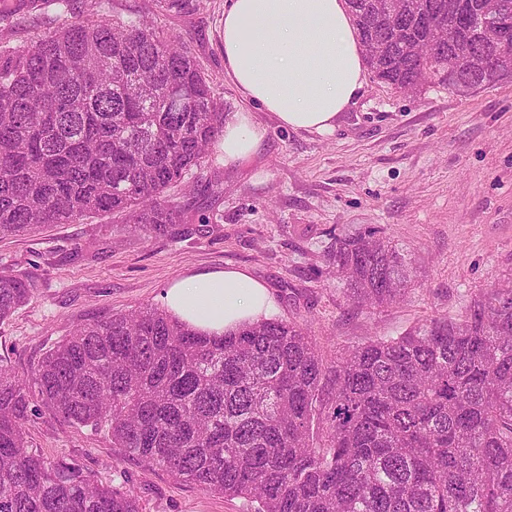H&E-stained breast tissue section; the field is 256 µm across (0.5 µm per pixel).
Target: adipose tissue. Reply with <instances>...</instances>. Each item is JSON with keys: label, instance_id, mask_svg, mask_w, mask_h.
<instances>
[{"label": "adipose tissue", "instance_id": "1", "mask_svg": "<svg viewBox=\"0 0 512 512\" xmlns=\"http://www.w3.org/2000/svg\"><path fill=\"white\" fill-rule=\"evenodd\" d=\"M364 57L344 0H227L224 69L243 96L295 130L332 132L364 79ZM266 129L252 113L224 123L217 151L241 165L259 150ZM166 311L197 332L221 336L271 318L267 287L245 271L224 269L170 284Z\"/></svg>", "mask_w": 512, "mask_h": 512}]
</instances>
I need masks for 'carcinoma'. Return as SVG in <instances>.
I'll use <instances>...</instances> for the list:
<instances>
[{
	"label": "carcinoma",
	"mask_w": 512,
	"mask_h": 512,
	"mask_svg": "<svg viewBox=\"0 0 512 512\" xmlns=\"http://www.w3.org/2000/svg\"><path fill=\"white\" fill-rule=\"evenodd\" d=\"M375 77L457 93L512 81V55L482 38L481 0H348ZM110 0L53 34L0 41V239L46 224L121 215L157 234L185 223L162 194L223 135L210 77L186 45L140 16L106 18ZM464 29L435 46L432 25ZM467 51L476 63L456 69ZM347 296L404 297V255L375 230L336 237ZM0 271V320L31 296ZM44 411L107 434L112 447L253 512H512V277L480 291L459 319L435 317L323 360L302 324L271 319L204 336L146 307L77 326L27 378L0 364V512H144L135 492L74 458L28 450L31 394Z\"/></svg>",
	"instance_id": "obj_1"
}]
</instances>
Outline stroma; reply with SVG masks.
Masks as SVG:
<instances>
[{
	"instance_id": "stroma-1",
	"label": "stroma",
	"mask_w": 512,
	"mask_h": 512,
	"mask_svg": "<svg viewBox=\"0 0 512 512\" xmlns=\"http://www.w3.org/2000/svg\"><path fill=\"white\" fill-rule=\"evenodd\" d=\"M225 0H112L108 17L149 15L192 51L225 115L247 110L267 129L239 167L210 154L166 200L187 205L176 237L119 216L52 224L0 241V267L34 291L0 321V363L26 375L77 325L157 307L173 281L245 269L264 283L280 319L306 324L326 359L432 317L461 315L479 290L512 276V81L461 94L436 81L402 93L366 74L330 133L292 130L250 103L224 71ZM376 229L414 270L387 308L350 301L329 261L338 233ZM29 450L75 458L97 478L133 488L145 512H247L123 456L101 432L32 413Z\"/></svg>"
}]
</instances>
